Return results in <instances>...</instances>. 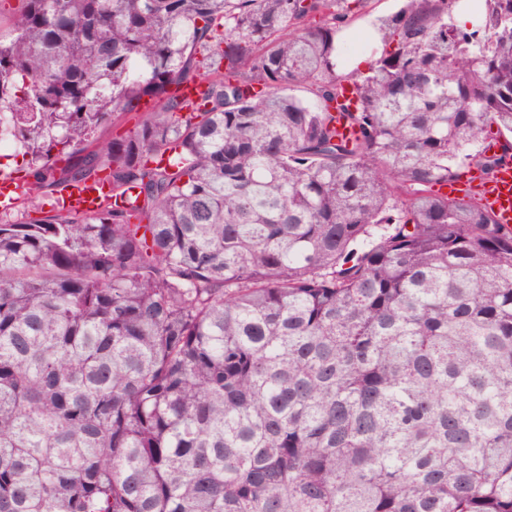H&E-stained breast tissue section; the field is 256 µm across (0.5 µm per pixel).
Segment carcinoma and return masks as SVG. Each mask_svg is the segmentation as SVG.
Here are the masks:
<instances>
[{
	"mask_svg": "<svg viewBox=\"0 0 512 512\" xmlns=\"http://www.w3.org/2000/svg\"><path fill=\"white\" fill-rule=\"evenodd\" d=\"M367 3L0 15V512H512V0ZM401 6L400 0H372L368 5L366 12L359 16L349 28L343 30L342 34H347V37H351L355 40L369 43L365 53H368L370 60L373 57V51L375 48L381 45L380 36L377 33V38L373 39V29L367 27L377 22L376 20L380 17L391 15L396 12ZM370 54V55H369ZM484 203L498 224H512V164L502 165L484 187ZM108 186L105 183L102 190H99L94 187H70L61 190V194L67 204L70 202L76 203L79 202L81 208L87 213L96 212L102 202L103 194L107 193Z\"/></svg>",
	"mask_w": 512,
	"mask_h": 512,
	"instance_id": "carcinoma-1",
	"label": "carcinoma"
}]
</instances>
